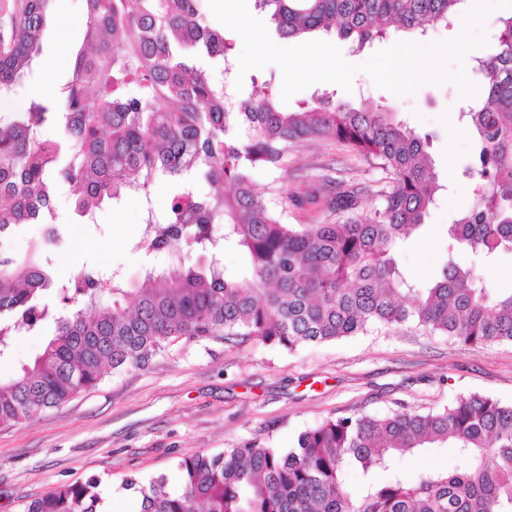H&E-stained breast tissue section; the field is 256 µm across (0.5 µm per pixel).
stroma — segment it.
I'll list each match as a JSON object with an SVG mask.
<instances>
[{
  "label": "stroma",
  "instance_id": "1",
  "mask_svg": "<svg viewBox=\"0 0 512 512\" xmlns=\"http://www.w3.org/2000/svg\"><path fill=\"white\" fill-rule=\"evenodd\" d=\"M459 34L457 27L437 26L420 39H377L359 50L335 33L324 36L358 67L351 89L335 90L338 100L386 107L432 136L428 151L446 190L398 252L400 266L420 286L439 276L447 228L472 194L464 174L473 145L460 119L464 96L451 79L397 94L378 88L360 66L398 41L428 47ZM345 168L366 182L376 176L334 141L317 140L286 169L259 175L257 184L276 181L299 194L313 175ZM71 196L65 185L56 201L63 243L54 255V276L67 278L94 263L133 280L144 265L163 263L141 244L139 197L105 206L96 223L79 224ZM473 394L512 404L511 343L471 347L414 329H374L293 350L220 339L182 342L145 368L109 373L70 402L0 427V512H25L54 487L92 477L109 492L112 512H140V498L124 490L125 480L163 474L177 481V463L188 451L216 454L245 443L287 449L302 431L329 418L403 407L435 412Z\"/></svg>",
  "mask_w": 512,
  "mask_h": 512
}]
</instances>
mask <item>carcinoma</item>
<instances>
[{
  "label": "carcinoma",
  "mask_w": 512,
  "mask_h": 512,
  "mask_svg": "<svg viewBox=\"0 0 512 512\" xmlns=\"http://www.w3.org/2000/svg\"><path fill=\"white\" fill-rule=\"evenodd\" d=\"M54 0H21L0 42V358L15 336L50 325L35 360L0 380V426H13L96 387L108 370L144 367L180 341L219 337L292 350L373 327H414L481 345L512 343V288H490L476 268L512 255V13L498 18L495 53L474 58L480 92L460 112L473 153L469 202L448 225L441 276L416 288L399 247L419 230L443 189L420 133L382 107L356 109L322 93L287 112L272 91L210 79L204 56L230 71L224 29L203 21L199 0H83L84 40L53 98L21 94L34 71ZM284 39L336 32L358 48L400 31L449 26L467 0H257ZM331 138L381 172L373 185L320 176L333 186L327 219L290 224L258 191L305 143ZM205 182L212 190L197 189ZM71 184L73 213L92 221L131 193L145 203V247L166 258L134 283L94 266L67 282L50 270L60 244L19 259L13 227L55 223ZM172 188L158 213L151 194ZM379 204L358 216L365 195ZM248 268L226 276L224 249ZM199 260L189 263L191 253ZM451 448L449 470L406 475L404 457ZM363 476L358 493L346 471ZM179 486L160 475L124 489L141 512H512V405L481 395L438 412L329 419L292 448L244 444L178 463ZM101 480L61 484L26 512H99Z\"/></svg>",
  "instance_id": "carcinoma-1"
}]
</instances>
